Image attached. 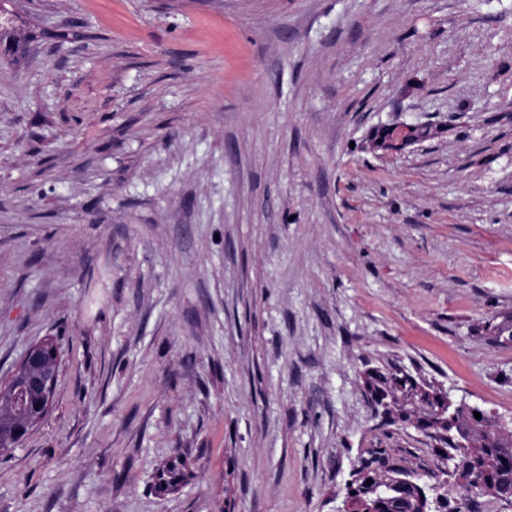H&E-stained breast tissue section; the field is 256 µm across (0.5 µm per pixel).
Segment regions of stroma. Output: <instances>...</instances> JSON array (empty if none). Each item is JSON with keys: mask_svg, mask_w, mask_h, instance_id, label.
I'll return each mask as SVG.
<instances>
[{"mask_svg": "<svg viewBox=\"0 0 512 512\" xmlns=\"http://www.w3.org/2000/svg\"><path fill=\"white\" fill-rule=\"evenodd\" d=\"M0 512H344L396 362L512 428V0H5ZM186 458L179 489L158 467ZM58 363L57 356L46 357L41 346L35 345L24 354L20 365L11 376L9 386L11 389L17 386L14 390L15 393L21 388V384L40 393L46 398V408L48 409L58 384L59 374L56 370ZM22 402H23V400L20 398L19 395L17 397H15L7 389L4 390V394H3L4 417L3 418H1V413H0V448H1L0 453H1V451H4V450L8 451L11 449L13 450L16 447H18L33 427V426H29L27 431L21 436V438L17 442H15L11 446V448L5 447V445L10 442V440L12 439V436H13L12 428H13L14 422L11 418V414H14L15 412L19 413V412L23 411Z\"/></svg>", "mask_w": 512, "mask_h": 512, "instance_id": "stroma-1", "label": "stroma"}]
</instances>
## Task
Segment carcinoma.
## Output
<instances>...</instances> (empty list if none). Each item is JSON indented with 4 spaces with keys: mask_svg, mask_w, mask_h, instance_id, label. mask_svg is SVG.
Masks as SVG:
<instances>
[{
    "mask_svg": "<svg viewBox=\"0 0 512 512\" xmlns=\"http://www.w3.org/2000/svg\"><path fill=\"white\" fill-rule=\"evenodd\" d=\"M487 328L495 332L490 341L512 347V321L492 319ZM371 405L384 423L392 426L413 419L418 427L440 428L424 434L435 455L448 464L453 482L435 488L420 482L388 448H370L361 453L351 471L347 490L352 493L353 512H431L437 502L448 509V494L466 493L470 501L484 497L512 504V430L498 419L474 407L446 406L430 398L435 389L421 392L416 378L395 364L370 367L363 373ZM4 417H0V446L10 442L11 414L23 411L20 397L4 391ZM171 463L161 469L159 485L175 484L183 477L181 466Z\"/></svg>",
    "mask_w": 512,
    "mask_h": 512,
    "instance_id": "obj_1",
    "label": "carcinoma"
}]
</instances>
